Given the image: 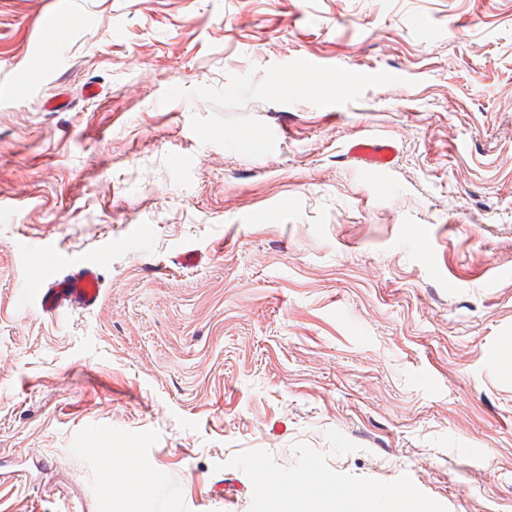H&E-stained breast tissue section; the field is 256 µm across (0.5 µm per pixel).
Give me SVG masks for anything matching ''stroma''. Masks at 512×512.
<instances>
[{"instance_id": "35a3bbf8", "label": "stroma", "mask_w": 512, "mask_h": 512, "mask_svg": "<svg viewBox=\"0 0 512 512\" xmlns=\"http://www.w3.org/2000/svg\"><path fill=\"white\" fill-rule=\"evenodd\" d=\"M44 245L95 310L20 308ZM114 448L126 512H512V0H0V512H109ZM395 152L391 139L366 134L350 142L347 155L358 163L362 171L380 176L392 169ZM284 483L288 487V502L279 507L282 512H295L299 499L305 500L307 512H371L374 506L375 491L370 487H363L355 492L353 504L349 510H338L331 504H320V495L314 492L306 482L294 483V480L284 479Z\"/></svg>"}]
</instances>
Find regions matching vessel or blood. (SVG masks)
Masks as SVG:
<instances>
[{
    "mask_svg": "<svg viewBox=\"0 0 512 512\" xmlns=\"http://www.w3.org/2000/svg\"><path fill=\"white\" fill-rule=\"evenodd\" d=\"M395 152L391 139L366 134L351 141L347 154L361 170L379 176L392 169ZM56 263L55 255H48L43 269L34 274L25 288L24 301L34 303L52 317L62 316L73 308L96 309L103 286L100 266L78 260L74 263V273L57 277L52 273Z\"/></svg>",
    "mask_w": 512,
    "mask_h": 512,
    "instance_id": "vessel-or-blood-1",
    "label": "vessel or blood"
}]
</instances>
